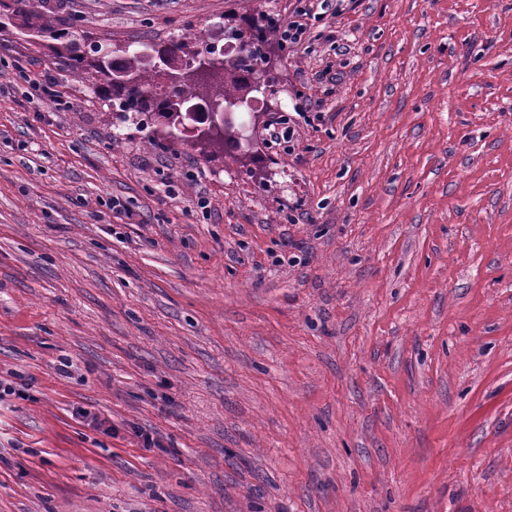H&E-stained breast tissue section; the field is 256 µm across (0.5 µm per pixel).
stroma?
I'll return each instance as SVG.
<instances>
[{
  "label": "stroma",
  "instance_id": "35a3bbf8",
  "mask_svg": "<svg viewBox=\"0 0 512 512\" xmlns=\"http://www.w3.org/2000/svg\"><path fill=\"white\" fill-rule=\"evenodd\" d=\"M302 4L44 9L112 47ZM0 20V512H512V0H330L240 161Z\"/></svg>",
  "mask_w": 512,
  "mask_h": 512
}]
</instances>
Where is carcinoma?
I'll list each match as a JSON object with an SVG mask.
<instances>
[{
	"label": "carcinoma",
	"mask_w": 512,
	"mask_h": 512,
	"mask_svg": "<svg viewBox=\"0 0 512 512\" xmlns=\"http://www.w3.org/2000/svg\"><path fill=\"white\" fill-rule=\"evenodd\" d=\"M26 8V15L31 20L29 29L32 35L42 41L52 42L51 49L59 56L71 55L77 58L79 67L77 75L92 69L102 82V89L112 93L115 99L128 102L141 114H150L161 121L168 134L179 136L177 122L182 117L178 107L183 99H190L200 104L219 103V107L238 109L248 102L250 94L257 87L272 86L273 79L267 76L268 61L262 55L251 52L236 62L226 58L208 61L213 72L209 79L196 77L197 71L203 67V59L192 50L199 38L195 35L179 40L162 42L160 46L170 64V81L173 87L162 91L158 76L154 70L147 67L136 52L117 47L112 50L111 60H91L78 54L77 43L68 38V34L59 30L54 20L39 13L35 5L40 0H16ZM247 25L258 30L261 40L269 44L278 38L277 28L262 24L264 17L259 12L243 16ZM122 72L126 80L123 83L112 82V71ZM196 123L197 133L186 143L191 146L225 145L234 151L240 148L237 128L233 125L212 127L208 122V113L201 112Z\"/></svg>",
	"instance_id": "carcinoma-1"
}]
</instances>
